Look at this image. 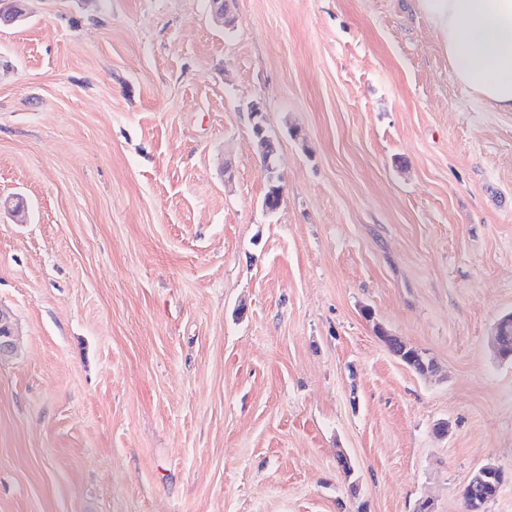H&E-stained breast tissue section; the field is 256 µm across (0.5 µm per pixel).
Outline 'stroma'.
Wrapping results in <instances>:
<instances>
[{
	"label": "stroma",
	"instance_id": "obj_1",
	"mask_svg": "<svg viewBox=\"0 0 512 512\" xmlns=\"http://www.w3.org/2000/svg\"><path fill=\"white\" fill-rule=\"evenodd\" d=\"M24 8L0 21V512H466L487 464L512 512V112L449 77L411 0H230L229 32L208 0ZM15 330L7 312L0 309V360L13 354L16 348Z\"/></svg>",
	"mask_w": 512,
	"mask_h": 512
}]
</instances>
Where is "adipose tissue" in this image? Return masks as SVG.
Returning a JSON list of instances; mask_svg holds the SVG:
<instances>
[{"label":"adipose tissue","instance_id":"obj_1","mask_svg":"<svg viewBox=\"0 0 512 512\" xmlns=\"http://www.w3.org/2000/svg\"><path fill=\"white\" fill-rule=\"evenodd\" d=\"M448 57L453 80L496 112H512V0H413Z\"/></svg>","mask_w":512,"mask_h":512}]
</instances>
